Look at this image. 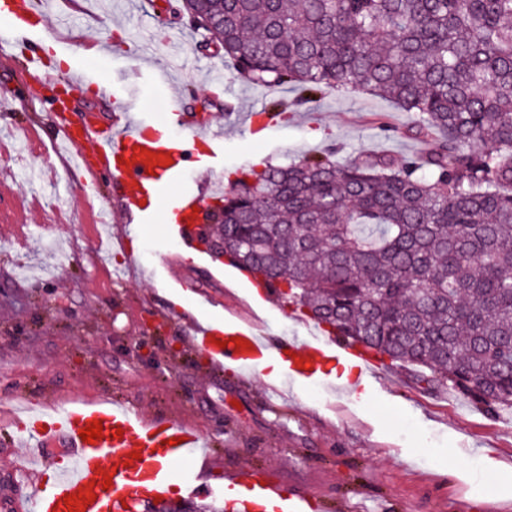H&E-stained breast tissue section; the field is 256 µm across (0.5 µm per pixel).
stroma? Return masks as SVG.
<instances>
[{"instance_id":"1","label":"stroma","mask_w":512,"mask_h":512,"mask_svg":"<svg viewBox=\"0 0 512 512\" xmlns=\"http://www.w3.org/2000/svg\"><path fill=\"white\" fill-rule=\"evenodd\" d=\"M86 21L64 35L56 53L64 64L47 83L67 84L77 48L101 45L94 68L124 84L132 98L104 97L82 84L74 117L88 112L123 116L134 103L163 109L162 91L144 65L179 84L184 106L206 111L224 128V171L287 164L334 150L346 163L359 153L399 159L434 145L417 135L413 113L362 94L325 95L296 104V90L236 81L234 111L213 101V83L230 81L219 54L200 46L203 30L181 0H85ZM63 0H52L46 31L0 57V96L14 99L0 126L16 128L15 143L33 164L50 165L54 183L29 185L20 176L0 183V475L23 465L17 446L26 421L12 417L19 398L63 406L104 397L144 419H177L210 441L212 457L192 464L228 501V469L258 470L271 481L316 499V512H512V414L493 417L455 393L433 391L404 368L380 362L381 380L352 398L333 375L295 387L289 377L266 381L261 370L216 366L191 341L204 321L258 316L267 335L306 337L314 324L280 299L255 303L254 282L216 277L221 262L187 247L162 216L130 222L120 210L123 189L96 178L90 167L64 165L52 148L53 104L34 95L27 60L59 26ZM273 98L292 104L288 118L265 133H245L255 110ZM391 126L383 133L381 124ZM462 461L469 479L454 473ZM499 474L487 480L488 462Z\"/></svg>"}]
</instances>
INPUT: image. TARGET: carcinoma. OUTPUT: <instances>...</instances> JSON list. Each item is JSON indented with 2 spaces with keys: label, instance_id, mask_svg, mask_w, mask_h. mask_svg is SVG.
Wrapping results in <instances>:
<instances>
[{
  "label": "carcinoma",
  "instance_id": "obj_1",
  "mask_svg": "<svg viewBox=\"0 0 512 512\" xmlns=\"http://www.w3.org/2000/svg\"><path fill=\"white\" fill-rule=\"evenodd\" d=\"M258 87L414 113L412 160L242 168L208 219L255 282L326 332L512 413V0H182Z\"/></svg>",
  "mask_w": 512,
  "mask_h": 512
}]
</instances>
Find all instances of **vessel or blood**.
<instances>
[{"instance_id":"b4317fda","label":"vessel or blood","mask_w":512,"mask_h":512,"mask_svg":"<svg viewBox=\"0 0 512 512\" xmlns=\"http://www.w3.org/2000/svg\"><path fill=\"white\" fill-rule=\"evenodd\" d=\"M45 10L40 0H0V42L14 43L26 38L43 22ZM60 139L75 149L78 163H85L87 150H94L98 167L113 182L129 185L122 201L129 218L147 223L169 183L178 180L196 143H207L209 150L199 161L210 181H222L224 131L201 128L189 113L183 112L179 94L164 91L162 115L129 112L120 127L100 117L73 123L65 110L55 112ZM183 218L176 228L182 239L191 238L199 223L204 198L200 193H182L176 200ZM245 347H236V340ZM200 349L216 365L236 368L255 367L274 351L290 352L287 374L313 376L340 355L362 358L363 352L340 343L329 346L319 339L274 343L264 336L257 320H244L220 333L203 330L196 338ZM101 421V439L84 442L80 432L91 421ZM29 438L35 441L44 462H51L53 450L70 451L72 466L61 471L51 489L37 488L34 512H69L65 496L78 497L83 512H123L134 495H165L171 482L184 484L191 492L202 490L201 477L184 462L206 448V438L192 425L179 420L145 421L138 412L112 400L78 403L56 410L52 418L32 411ZM254 492L243 504L244 512H305L306 500L261 475L244 472ZM96 501H88V494Z\"/></svg>"}]
</instances>
